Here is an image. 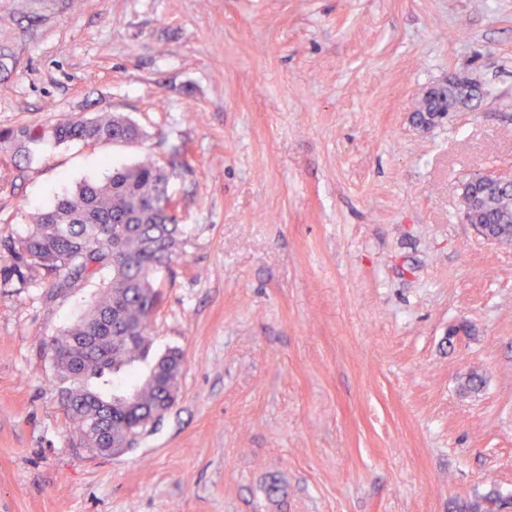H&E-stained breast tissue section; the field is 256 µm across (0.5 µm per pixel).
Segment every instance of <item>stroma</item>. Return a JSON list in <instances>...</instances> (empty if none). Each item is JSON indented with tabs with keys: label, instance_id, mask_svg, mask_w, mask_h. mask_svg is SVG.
Masks as SVG:
<instances>
[{
	"label": "stroma",
	"instance_id": "1",
	"mask_svg": "<svg viewBox=\"0 0 512 512\" xmlns=\"http://www.w3.org/2000/svg\"><path fill=\"white\" fill-rule=\"evenodd\" d=\"M454 75L482 97L415 126ZM104 112L144 139L0 163V235L179 155L182 255L150 326L183 354L179 400L124 456L85 448L48 343L97 280L0 287V512L512 495V247L461 206L469 176L512 172V0H0V129Z\"/></svg>",
	"mask_w": 512,
	"mask_h": 512
}]
</instances>
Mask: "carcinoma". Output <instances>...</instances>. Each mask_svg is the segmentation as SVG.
<instances>
[{
    "mask_svg": "<svg viewBox=\"0 0 512 512\" xmlns=\"http://www.w3.org/2000/svg\"><path fill=\"white\" fill-rule=\"evenodd\" d=\"M469 79L428 90L415 113L432 123L442 112L461 108L475 90ZM143 138L126 116L107 113L95 119L71 117L51 127L27 124L0 130V150L30 160L38 143L83 141L133 144ZM176 164L153 160L115 168L102 183L80 184L36 214L21 236L0 237V250L14 258L0 270L3 286L27 284L25 271L36 268L55 288L105 276L90 308L49 348L70 356L52 359L56 376L68 383L62 401L84 445L107 438L138 445L178 399L182 354L175 349L152 356L149 327L157 312L160 274L180 254L182 225L175 210H164ZM479 199L475 220L493 243L512 245V186L469 184ZM503 498L490 491L456 505V512H500Z\"/></svg>",
    "mask_w": 512,
    "mask_h": 512,
    "instance_id": "carcinoma-1",
    "label": "carcinoma"
}]
</instances>
